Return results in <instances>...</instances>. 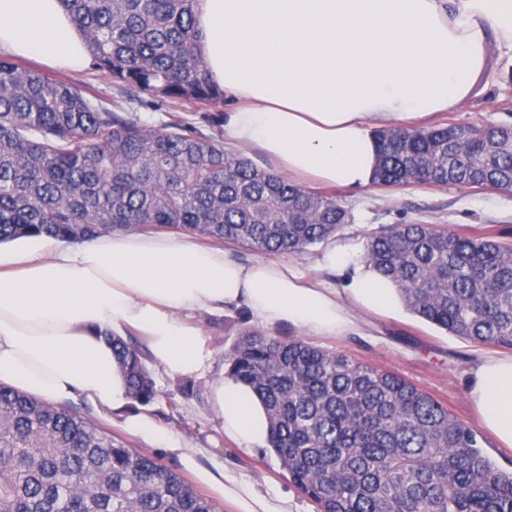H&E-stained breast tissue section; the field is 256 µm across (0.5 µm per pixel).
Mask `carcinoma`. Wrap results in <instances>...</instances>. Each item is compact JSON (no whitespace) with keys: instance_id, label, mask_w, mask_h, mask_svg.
Returning <instances> with one entry per match:
<instances>
[{"instance_id":"carcinoma-1","label":"carcinoma","mask_w":512,"mask_h":512,"mask_svg":"<svg viewBox=\"0 0 512 512\" xmlns=\"http://www.w3.org/2000/svg\"><path fill=\"white\" fill-rule=\"evenodd\" d=\"M96 68L126 93L215 112L224 90L199 54L197 0H64ZM374 184L512 191V127L377 133ZM349 212L259 169L178 119L148 129L66 78L0 58V243H73L137 227L300 255ZM365 260L449 333L512 350V241L429 224L372 235ZM135 402L158 396L139 341L111 338ZM266 405L269 445L318 512H512V472L478 434L395 373L302 339L254 332L225 355ZM0 512H219L155 457L77 409L0 385Z\"/></svg>"}]
</instances>
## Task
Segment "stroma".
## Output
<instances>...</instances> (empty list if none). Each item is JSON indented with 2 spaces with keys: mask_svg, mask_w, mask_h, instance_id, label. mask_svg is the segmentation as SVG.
<instances>
[{
  "mask_svg": "<svg viewBox=\"0 0 512 512\" xmlns=\"http://www.w3.org/2000/svg\"><path fill=\"white\" fill-rule=\"evenodd\" d=\"M45 73L51 77L67 76L106 102L120 97L111 77L90 63L79 72L67 73L49 67ZM132 111L135 118L150 126L185 117L204 135L211 136L219 131L218 124L210 123L208 110L192 104L150 108L136 105ZM435 121L439 124L512 126V57L493 56L487 84L479 86L477 95L438 114ZM335 194L350 213L348 223L327 242L310 246L304 254L296 256L295 261L309 276L337 287L342 284V273L318 269L317 258L336 246L345 248L352 260H363L368 236L384 226L429 224L471 235L489 230L512 232V193L470 186L416 184L399 188L373 185L363 190L339 187ZM200 321L207 332V343L215 354L212 369L216 372L223 367L224 355L231 350L238 336L260 328L243 307L227 312L221 318L204 314ZM368 322L372 331L370 337L340 340L314 336L310 342L398 374L443 402L450 413L471 428H479L468 397L469 371L477 344L450 335L406 309L393 317L369 316ZM150 371L159 396L146 405V412L159 425L199 448L202 465L224 467L240 482L252 485L262 494L284 496L289 512H317L316 504L294 486L271 450L245 451L225 438L206 394L207 375L185 379L169 375L156 365L151 366ZM71 404L94 422L109 427L113 437L128 440L133 448L157 457L186 484H193L192 475L175 456L127 436L119 425L111 423L102 409L79 398L72 399Z\"/></svg>",
  "mask_w": 512,
  "mask_h": 512,
  "instance_id": "1",
  "label": "stroma"
}]
</instances>
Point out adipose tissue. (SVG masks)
I'll list each match as a JSON object with an SVG mask.
<instances>
[{
  "mask_svg": "<svg viewBox=\"0 0 512 512\" xmlns=\"http://www.w3.org/2000/svg\"><path fill=\"white\" fill-rule=\"evenodd\" d=\"M199 50L212 81L235 100L226 142L263 152L298 183L368 186L376 132L424 122L470 98L493 53H512V0H198ZM0 56L78 69L90 58L63 0H0ZM344 268L329 288L291 262L243 264L195 235L114 232L45 251L0 245V384L57 403L80 395L124 428L176 454L240 512H286L281 501L201 466L198 449L132 400L107 335H135L166 372L211 366L197 313L246 307L265 328L306 336L365 335L359 311L393 316L402 295L368 262L333 249ZM225 436L269 445L262 400L227 371L208 383ZM469 396L496 447L512 449V354L482 352Z\"/></svg>",
  "mask_w": 512,
  "mask_h": 512,
  "instance_id": "adipose-tissue-1",
  "label": "adipose tissue"
}]
</instances>
